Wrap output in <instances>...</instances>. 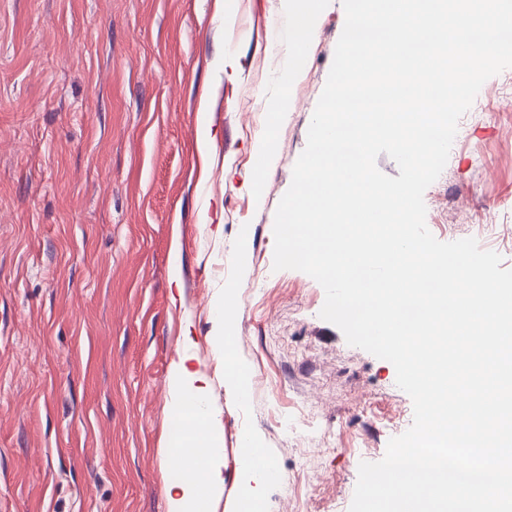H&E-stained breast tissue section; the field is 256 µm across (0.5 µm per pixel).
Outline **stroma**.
<instances>
[{
  "label": "stroma",
  "instance_id": "stroma-1",
  "mask_svg": "<svg viewBox=\"0 0 512 512\" xmlns=\"http://www.w3.org/2000/svg\"><path fill=\"white\" fill-rule=\"evenodd\" d=\"M344 24L328 0L296 59L281 0H0V512H167L182 354L226 454L259 430L266 512H349L360 462L411 426L394 366L321 318L316 280L273 268ZM424 203L437 240L512 268V68L461 117ZM229 287L234 351L263 378L242 402L212 342Z\"/></svg>",
  "mask_w": 512,
  "mask_h": 512
}]
</instances>
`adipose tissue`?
<instances>
[{
    "instance_id": "obj_1",
    "label": "adipose tissue",
    "mask_w": 512,
    "mask_h": 512,
    "mask_svg": "<svg viewBox=\"0 0 512 512\" xmlns=\"http://www.w3.org/2000/svg\"><path fill=\"white\" fill-rule=\"evenodd\" d=\"M221 318L215 341L224 351V390L235 401L248 395L249 370L233 350L239 305L234 289H225L219 302ZM170 418L188 420L192 430L181 437H169L165 452L182 475L170 485L167 512H199L202 497H224V512H242L250 504L253 512H262L261 486L270 472L271 458L260 446L258 431L243 436L234 459H227L221 426L209 404V383L190 371L184 363L173 365L169 375ZM233 467L236 491L224 492V470Z\"/></svg>"
}]
</instances>
